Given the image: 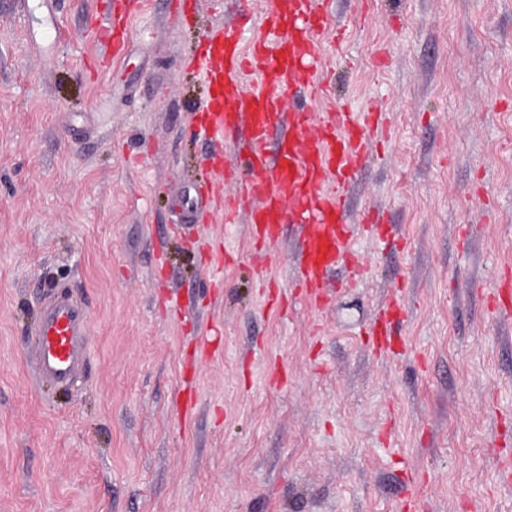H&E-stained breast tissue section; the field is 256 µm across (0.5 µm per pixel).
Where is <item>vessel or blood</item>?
I'll return each mask as SVG.
<instances>
[{
	"label": "vessel or blood",
	"instance_id": "vessel-or-blood-1",
	"mask_svg": "<svg viewBox=\"0 0 512 512\" xmlns=\"http://www.w3.org/2000/svg\"><path fill=\"white\" fill-rule=\"evenodd\" d=\"M318 0H268L255 22L250 48L242 46V27L211 28L196 59L208 86L197 131L210 146L214 167L224 163V145L239 148L238 189L224 198V221L246 215L262 247L276 245L285 219L298 225L302 243L288 282L296 302L324 308L326 277L352 265L365 267L351 249L356 223L376 230L380 213L363 209L353 220L347 192L362 171L374 135L386 125L381 108L345 99L332 111L296 107L298 97L318 100L331 91L321 46L327 24ZM133 0H113L99 18L96 39L103 54L121 57L131 30ZM274 128L287 130L275 154L267 141ZM404 301L392 294L371 325L376 347L391 349L393 323L403 318ZM84 329L69 305L52 306L41 317L34 339L33 368L38 380L66 383L86 354Z\"/></svg>",
	"mask_w": 512,
	"mask_h": 512
}]
</instances>
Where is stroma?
Masks as SVG:
<instances>
[{
	"label": "stroma",
	"instance_id": "35a3bbf8",
	"mask_svg": "<svg viewBox=\"0 0 512 512\" xmlns=\"http://www.w3.org/2000/svg\"><path fill=\"white\" fill-rule=\"evenodd\" d=\"M145 0L124 59H96L112 0H60L68 42L29 39L44 0H0V512H512V0H332L333 88L392 126L350 195L388 248L333 303L294 305L281 227L263 269L246 222L197 224L209 149L191 58L265 0ZM222 265L221 279L211 268ZM405 298L393 351L369 325ZM86 306V362L37 384L33 335Z\"/></svg>",
	"mask_w": 512,
	"mask_h": 512
}]
</instances>
